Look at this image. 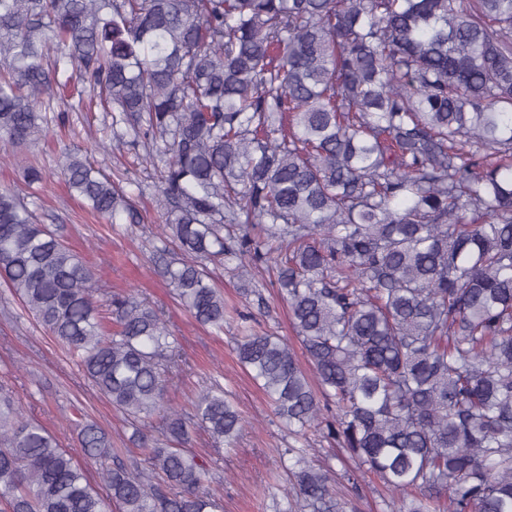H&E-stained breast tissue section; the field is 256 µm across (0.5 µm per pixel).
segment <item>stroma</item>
Instances as JSON below:
<instances>
[{"label":"stroma","instance_id":"35a3bbf8","mask_svg":"<svg viewBox=\"0 0 512 512\" xmlns=\"http://www.w3.org/2000/svg\"><path fill=\"white\" fill-rule=\"evenodd\" d=\"M91 94L88 84L75 79L66 96H52L49 114L53 121L46 150L0 143V191L19 192L35 218L56 229L83 257L94 273L97 300L104 302L114 294L132 291L161 310L181 347L177 363L166 376L168 400L190 411L198 392L216 381L232 395L247 420L236 448L230 451L215 448L207 432L195 433L193 448L214 464L209 490L222 496L224 512H276L275 503L288 486L278 452L294 445L295 439L281 426L265 394L238 363L235 345L246 326L293 337L288 307L262 264L254 268L247 287L230 269L212 265L227 308L222 333L214 334L200 326L174 300L156 264L163 218L154 201V168L144 161L140 146L128 144L117 151L96 149V142L110 133L112 115L87 111ZM78 150L90 151L106 175L122 180L140 215L139 223H129L123 214L113 220L90 215L67 193L61 163L66 153ZM31 165L42 169V182L26 184L25 170ZM0 388L12 396L26 418L42 424L83 462L93 485L101 483L100 467L86 460L78 446L75 413H82L86 420L109 432L113 447L129 445L131 431L121 415L1 284ZM310 444L312 460L331 458L336 496L344 512H382L381 501L387 491L379 478L369 473L349 480L346 472L353 462L335 439L314 432Z\"/></svg>","mask_w":512,"mask_h":512}]
</instances>
